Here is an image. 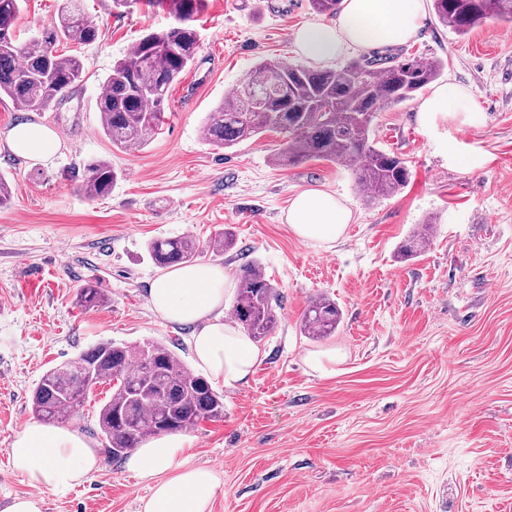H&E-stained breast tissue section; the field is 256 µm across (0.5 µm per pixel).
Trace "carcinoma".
Returning a JSON list of instances; mask_svg holds the SVG:
<instances>
[{"label":"carcinoma","instance_id":"1","mask_svg":"<svg viewBox=\"0 0 512 512\" xmlns=\"http://www.w3.org/2000/svg\"><path fill=\"white\" fill-rule=\"evenodd\" d=\"M23 0H0V96L33 112H47L82 81L77 55L55 50L61 40L89 45L99 35L81 0H61L57 17L41 36L20 44L15 28ZM176 24L150 32L112 64L97 99L101 129L119 150L143 148L162 124L171 85L194 60L199 32L193 18L206 0H166ZM439 20L466 35L485 20L512 23V0H433ZM438 59L414 56L384 66L373 59L353 61L339 70L308 69L263 62L246 77L236 94L209 113L206 139L220 149L268 130L288 134L272 158L276 166L315 159L350 169L371 198L391 196L409 181L406 161L370 141L379 106H396L414 98L437 79ZM278 75L290 77L288 92L272 88ZM117 174L106 160L87 165L81 190L89 198L108 195ZM159 267L189 264L201 254L194 237L158 239L148 249ZM86 308L101 307L106 297L87 284L78 292ZM278 299L257 263L244 264L232 306L234 320L254 340L269 335L277 322ZM341 321L336 301L319 297L306 309L301 331L321 339ZM112 385L111 397L97 415L99 434L114 460L128 456L148 436L175 433L205 419L224 416V398L163 343L132 348L99 342L74 360L46 371L32 394V408L45 422L66 424L80 416L86 379Z\"/></svg>","mask_w":512,"mask_h":512}]
</instances>
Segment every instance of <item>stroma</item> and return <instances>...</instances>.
<instances>
[{
  "mask_svg": "<svg viewBox=\"0 0 512 512\" xmlns=\"http://www.w3.org/2000/svg\"><path fill=\"white\" fill-rule=\"evenodd\" d=\"M83 4L99 39L57 45L82 58L78 87L49 112L0 100V135L27 120L59 141L34 161L0 144L11 191L0 208V504L32 496L40 512H139L149 489L125 461L103 454L99 470L54 494L30 486L7 450L35 419L43 373L100 341L164 343L196 368L191 327L151 308L158 268L147 247L186 235L204 243L228 228L233 248L203 260L233 282L258 262L279 307L253 375L224 390L223 418L188 432L184 459L220 479L212 512H512V26L490 19L460 36L430 10L411 41L380 50L442 59L438 83L468 88L482 114L474 125L447 115L426 130L419 99L378 112L374 139L405 160L410 180L370 201L343 166L273 165L285 134L229 149L202 134L207 113L257 63L304 65L292 33L321 21L310 0H207L197 55L169 91L158 134L127 151L101 131L102 83L140 37L175 18L144 0ZM452 151L477 168L452 163ZM100 159L118 178L91 200L80 185ZM304 189L333 192L351 210L332 247L303 242L288 224ZM424 224L430 242L406 255ZM88 283L106 305L80 306ZM321 295L336 301L341 322L312 339L301 320ZM315 351L335 353V365L313 370L305 355Z\"/></svg>",
  "mask_w": 512,
  "mask_h": 512,
  "instance_id": "stroma-1",
  "label": "stroma"
}]
</instances>
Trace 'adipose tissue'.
<instances>
[{"label": "adipose tissue", "mask_w": 512, "mask_h": 512, "mask_svg": "<svg viewBox=\"0 0 512 512\" xmlns=\"http://www.w3.org/2000/svg\"><path fill=\"white\" fill-rule=\"evenodd\" d=\"M425 16L424 0H343L335 22L312 23L294 35L297 54L326 64L348 49H377L410 41ZM424 127L438 116L456 113L464 123H476L479 109L469 92L457 84L434 88L418 108ZM9 149L26 159L51 157L58 147L55 133L35 122H22L5 133ZM351 221L349 208L334 193L320 189L298 192L288 222L305 241L332 244ZM228 282L223 267L199 262L157 274L149 288L155 313L163 321L193 328L192 346L199 364L214 382L233 388L246 382L260 360L254 341L224 320ZM190 444L176 433L159 436L136 448L126 462L151 493L141 512H212L220 488L214 469L185 463ZM8 456L14 470L30 485L63 493L99 467L95 448L77 431L39 423L25 424L14 436Z\"/></svg>", "instance_id": "adipose-tissue-1"}]
</instances>
